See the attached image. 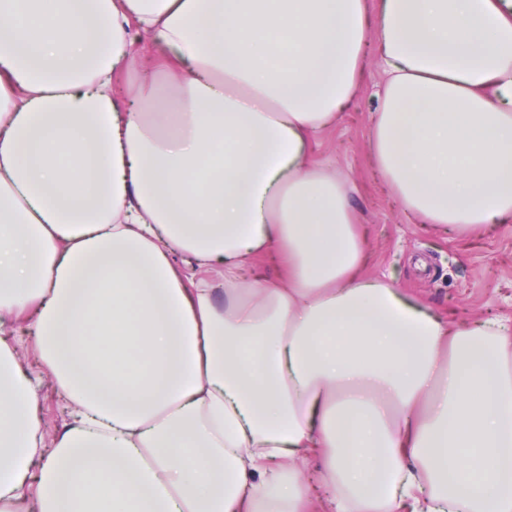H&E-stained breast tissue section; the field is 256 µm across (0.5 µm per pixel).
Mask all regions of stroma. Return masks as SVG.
Returning <instances> with one entry per match:
<instances>
[{"mask_svg": "<svg viewBox=\"0 0 512 512\" xmlns=\"http://www.w3.org/2000/svg\"><path fill=\"white\" fill-rule=\"evenodd\" d=\"M376 48H368L360 87L347 112L323 131L312 158L332 161L350 180L352 210L381 275L409 300L458 322L512 317V223L438 231L405 214L371 165L368 133L383 83Z\"/></svg>", "mask_w": 512, "mask_h": 512, "instance_id": "obj_1", "label": "stroma"}]
</instances>
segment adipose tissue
<instances>
[{
    "instance_id": "1",
    "label": "adipose tissue",
    "mask_w": 512,
    "mask_h": 512,
    "mask_svg": "<svg viewBox=\"0 0 512 512\" xmlns=\"http://www.w3.org/2000/svg\"><path fill=\"white\" fill-rule=\"evenodd\" d=\"M145 42L183 70L120 99ZM371 43L406 212L511 221L512 0H0V512H512V318L364 274L349 182L309 160ZM40 378L43 381L40 393V415L45 431L53 434L68 422V410L64 398L58 393L52 381L45 374H41Z\"/></svg>"
}]
</instances>
